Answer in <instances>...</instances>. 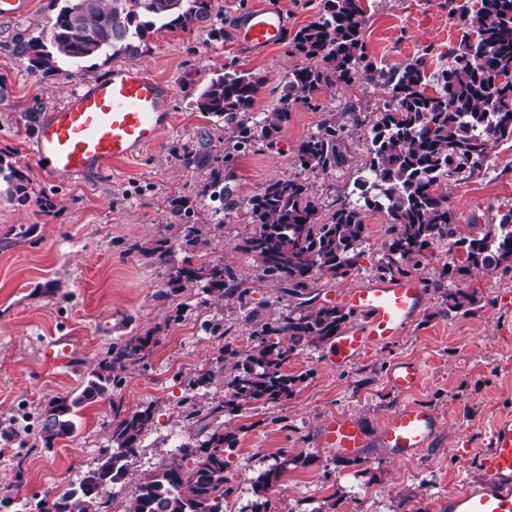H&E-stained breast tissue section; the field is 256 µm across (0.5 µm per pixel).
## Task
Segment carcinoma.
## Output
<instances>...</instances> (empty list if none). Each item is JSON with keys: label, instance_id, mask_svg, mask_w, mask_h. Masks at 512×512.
<instances>
[{"label": "carcinoma", "instance_id": "obj_1", "mask_svg": "<svg viewBox=\"0 0 512 512\" xmlns=\"http://www.w3.org/2000/svg\"><path fill=\"white\" fill-rule=\"evenodd\" d=\"M57 1L49 37L21 35L16 42L29 70L43 77L59 74L63 61L139 55L149 35L190 31L207 22L212 10L211 0H52ZM365 24L360 0H324V15L292 38L293 52L314 64L291 71L280 104L258 121L251 110L264 81L252 73L224 72L192 92L199 112L232 128L224 156L212 155L202 141L182 156L186 168L207 170L196 193L201 202L224 201V170L234 152L279 133L290 120L289 103L316 109L314 100L323 88L352 84L361 77L382 80L388 100L372 129L369 165L356 180L363 204H342L325 222L311 184L298 178L271 181L246 202V213L257 228L235 249L252 256L264 278L295 302L288 315L270 318L249 306V289L240 287L236 269L222 261L195 265L188 260L169 274L171 284L185 281L200 286L206 295L236 299L245 310L254 346L217 358L190 381L193 390L217 382L228 388L227 394L202 407L195 396L185 398V427L202 425L208 430L206 438L198 444L187 440L178 454L139 472L137 490L124 500L123 512H224V500L234 493L224 477L226 452L235 443L224 432V417L292 398L306 375L288 373L289 361L309 346L331 343L353 320V312L340 305L315 303L311 290L320 278L343 281L359 270L366 212L383 210L389 221L383 261L376 266L381 279L410 275L425 251L448 237L466 253L465 264L456 268L460 274L512 268V209L482 237L458 238L452 212L439 192L444 177L466 171L485 156L489 140L512 138V0H480L459 48L452 51L453 61L436 76L439 91L433 95L427 93L422 63L384 72L367 60ZM343 162L334 122H325L297 149V163L313 173L326 174ZM191 212L190 199L172 201L171 216L185 245L207 244L205 234L221 236L224 225L194 224ZM143 252L164 266L169 241L159 240ZM443 295L451 309L479 302L475 292ZM183 313L179 304L163 323L112 343L107 356L87 373L81 391L49 400L42 410L45 445L71 437L80 411L121 385L122 373L151 354L158 334L181 321ZM155 421L151 404L124 416L115 414L111 447L52 501H38V512H103L110 503L104 494L133 475L142 438ZM308 463L301 453L280 450L279 462L257 482L251 512H269L268 492L280 476L290 466Z\"/></svg>", "mask_w": 512, "mask_h": 512}]
</instances>
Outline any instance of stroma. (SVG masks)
Returning a JSON list of instances; mask_svg holds the SVG:
<instances>
[{"instance_id":"35a3bbf8","label":"stroma","mask_w":512,"mask_h":512,"mask_svg":"<svg viewBox=\"0 0 512 512\" xmlns=\"http://www.w3.org/2000/svg\"><path fill=\"white\" fill-rule=\"evenodd\" d=\"M261 2L212 0L211 20L193 31L157 33L134 58L65 63L57 76L45 79L33 75L11 45L20 33L48 35L56 12L51 0H31L21 17H0V75L9 91L0 102V428L18 431L0 456V512H28L46 492L66 489L77 467L92 463L109 446L115 410L155 404L156 425L143 441L142 458L158 464L187 438L180 421L184 397L196 395L202 404L224 394L223 384L194 392L189 382L225 348L250 349L244 316L235 299L203 297L196 285L169 291L165 270H178L189 260H223L237 270L253 302L264 304L269 315H288L287 297L260 278L251 256L236 249L254 230L246 200L268 182L288 177L312 184L322 217L356 202L353 182L369 163L372 127L388 98L381 83L364 80L322 89L317 109L293 105L288 125L272 141L240 152L226 171L229 201L223 210L209 205L193 217L199 224L223 222L221 238L195 247L177 238L170 201L194 197L205 176L182 165L184 148L203 135L216 150L226 141L223 121L195 109L188 85H202L224 71L256 74L264 85L252 114L261 116L277 104L289 71L305 65L292 51L291 37L319 18L324 0H279L288 18L286 35L277 46L254 53L236 42L234 28ZM477 5V0H362L367 57L386 70L420 59L428 73H437L460 43L461 8ZM218 27L224 38L213 36ZM130 61L172 86V129L139 158L119 165L115 175L75 182L46 177L28 150L34 133L25 113L32 101L56 107L72 90ZM329 119L344 128L338 144L344 164L327 174L302 170L299 143ZM20 175L29 187L24 200L16 191ZM442 190L457 234L482 237L512 208V139L489 148L472 173L446 177ZM44 197L53 204L47 213L40 206ZM365 222L359 270L343 281L318 280L319 301L374 279L388 218L371 211ZM165 237L172 249L163 268L143 250ZM463 262V251L441 240L428 249L416 275L425 283L443 279L450 291H477L472 312L448 308L441 293L428 292L412 326L393 343L347 368L332 365L327 348H306L288 364L289 373L306 376L291 399L258 406L227 424L237 438L227 452L235 492L226 505L232 512H250L259 477L283 448L303 453L309 462L280 477L270 493L275 512H448L449 494L472 475L463 449L484 447L489 421L512 414V271L456 273ZM179 304L183 320L160 333L159 344L128 369L118 388L82 409L75 434L44 444L38 432L47 401L80 391L88 369L112 342L164 322ZM61 336L72 339L73 358L68 367L53 368L42 352ZM401 358L419 360L425 368L419 389L407 397L386 385L390 364ZM408 400L435 409L445 420L434 448L418 459L399 462L384 449L371 448L352 463L317 444L320 426L333 415L356 414L376 425Z\"/></svg>"}]
</instances>
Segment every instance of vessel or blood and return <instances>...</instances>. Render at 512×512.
Segmentation results:
<instances>
[{"mask_svg":"<svg viewBox=\"0 0 512 512\" xmlns=\"http://www.w3.org/2000/svg\"><path fill=\"white\" fill-rule=\"evenodd\" d=\"M287 27L283 11L273 6L251 9L238 21L234 36L244 48L261 51L276 46ZM171 86L136 65L114 67L105 78L83 86L42 115L32 152L50 179L85 178L111 171L113 164L137 157L157 144L171 124ZM426 297L421 280L413 275L376 280L337 294L339 304L356 318L332 343L329 360L348 367L367 351L392 342L414 322ZM46 361L67 367L72 350L66 339L46 345ZM419 360L392 363L386 383L400 394L415 392L423 379ZM443 426L435 410L406 403L378 425L342 413L320 429L318 444L336 454L360 456L379 445L392 459L410 461L432 448ZM474 474L449 495L448 512H512V416L495 420L488 443L472 460Z\"/></svg>","mask_w":512,"mask_h":512,"instance_id":"1","label":"vessel or blood"}]
</instances>
